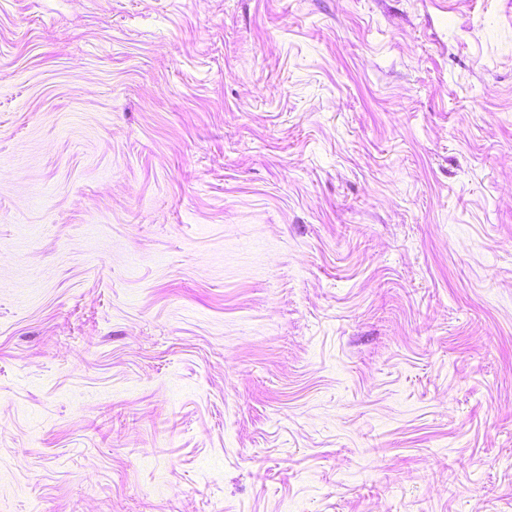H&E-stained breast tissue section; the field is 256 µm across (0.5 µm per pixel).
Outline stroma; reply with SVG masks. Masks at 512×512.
<instances>
[{
  "label": "stroma",
  "mask_w": 512,
  "mask_h": 512,
  "mask_svg": "<svg viewBox=\"0 0 512 512\" xmlns=\"http://www.w3.org/2000/svg\"><path fill=\"white\" fill-rule=\"evenodd\" d=\"M0 512H512V0H0Z\"/></svg>",
  "instance_id": "obj_1"
}]
</instances>
